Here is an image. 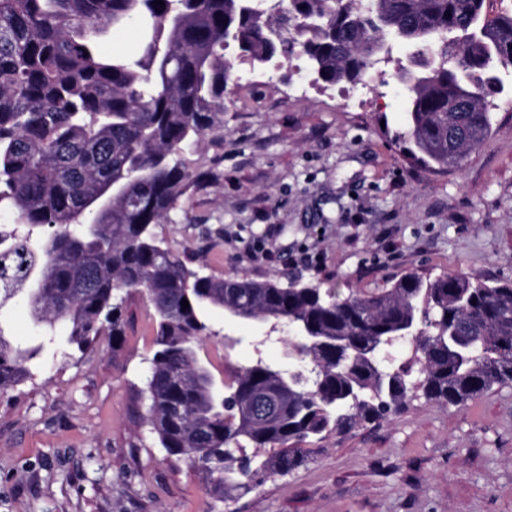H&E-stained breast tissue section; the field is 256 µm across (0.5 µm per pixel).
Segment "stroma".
<instances>
[{
	"label": "stroma",
	"instance_id": "stroma-1",
	"mask_svg": "<svg viewBox=\"0 0 512 512\" xmlns=\"http://www.w3.org/2000/svg\"><path fill=\"white\" fill-rule=\"evenodd\" d=\"M234 80L224 132L184 156L207 173L157 234L206 272L262 280L294 274L341 294L371 293L412 272L512 281V74L487 139L461 167L412 166L397 64L368 85L314 82L299 53L257 68L227 49ZM120 347L45 350L32 379L0 395V512H512V386L467 407L423 396L392 419L307 440L308 463L232 501L208 503L186 463L168 457L136 394L154 353V309L122 305ZM199 351L216 378L256 358L297 364L288 332L206 313ZM0 331L36 344L25 298Z\"/></svg>",
	"mask_w": 512,
	"mask_h": 512
}]
</instances>
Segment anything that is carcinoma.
I'll list each match as a JSON object with an SVG mask.
<instances>
[{
	"label": "carcinoma",
	"instance_id": "obj_1",
	"mask_svg": "<svg viewBox=\"0 0 512 512\" xmlns=\"http://www.w3.org/2000/svg\"><path fill=\"white\" fill-rule=\"evenodd\" d=\"M0 0V307L27 298L41 341L0 334V394L33 376L46 345L65 336L88 351L121 346L122 301L146 292L155 351L148 421L168 456L201 475L209 498L230 501L303 466L300 444L398 414L420 392L466 406L512 385V283L476 274L409 273L345 298L318 284L218 277L193 266L155 227L201 174L184 154L224 130L232 67L224 50L263 66L289 43L314 81L356 84L405 51L407 158L434 170L461 165L492 126L491 98L512 68V8L487 0ZM138 23L131 54L101 38ZM189 307L182 308V301ZM304 330L289 342L311 367L303 381L262 359L217 381L198 354L212 335L205 311ZM411 358L396 365V346ZM275 394L274 413L246 403Z\"/></svg>",
	"mask_w": 512,
	"mask_h": 512
}]
</instances>
